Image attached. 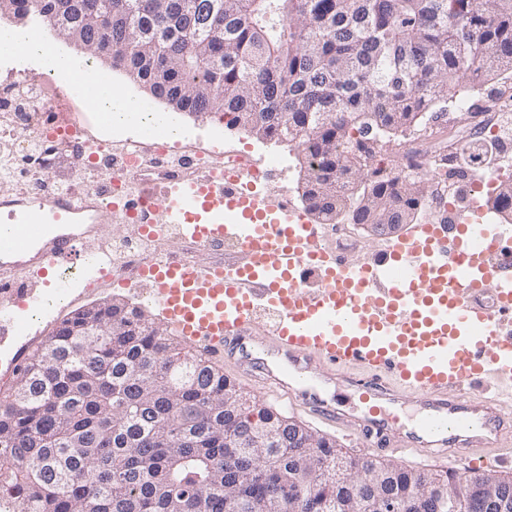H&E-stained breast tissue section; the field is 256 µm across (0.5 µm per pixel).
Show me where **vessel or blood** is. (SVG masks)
Wrapping results in <instances>:
<instances>
[{
	"label": "vessel or blood",
	"instance_id": "obj_1",
	"mask_svg": "<svg viewBox=\"0 0 512 512\" xmlns=\"http://www.w3.org/2000/svg\"><path fill=\"white\" fill-rule=\"evenodd\" d=\"M81 171L101 158L93 142H69ZM161 198L162 208L146 206ZM151 237L165 225L192 245L131 269L129 281L177 326L182 339L210 358L233 361L276 402L351 432L364 451L444 461L455 448L481 459L484 449L512 446L505 391L512 383V225L489 223L483 211L462 222L421 225L386 242L370 262L323 245L325 227L309 223L287 198L270 202L244 172L188 179L169 171L162 182H135L122 203L109 190L36 187L0 197V293L44 305L38 277L56 273L52 295L67 299L63 270L80 263L100 273L109 257L103 233L115 212ZM231 244L221 258L212 251ZM494 283L486 293V283ZM266 319L268 340L251 333ZM371 366L355 380L367 410L351 416L331 394L336 367ZM417 400L418 420L397 422L403 392Z\"/></svg>",
	"mask_w": 512,
	"mask_h": 512
}]
</instances>
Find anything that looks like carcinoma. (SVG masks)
I'll list each match as a JSON object with an SVG mask.
<instances>
[{"label":"carcinoma","mask_w":512,"mask_h":512,"mask_svg":"<svg viewBox=\"0 0 512 512\" xmlns=\"http://www.w3.org/2000/svg\"><path fill=\"white\" fill-rule=\"evenodd\" d=\"M72 27L112 44V67L153 89L183 92L172 109L220 114L266 137H286L315 217L363 203L359 224L414 223L426 150L406 169L376 167L398 139L448 112L459 86L512 80V0H70ZM200 29L211 32L207 43ZM498 141L456 148L455 166L498 168ZM485 205L512 209V174ZM103 302L64 319L27 353L0 393V512H323L344 495L360 506L358 480L336 484V449L288 440L241 454L255 402L224 418L229 381L167 328L149 331ZM128 330L117 335L118 327ZM315 458L305 497L288 507V471ZM426 473L400 467L393 486L416 512ZM482 474L448 488L464 512H495Z\"/></svg>","instance_id":"carcinoma-1"}]
</instances>
